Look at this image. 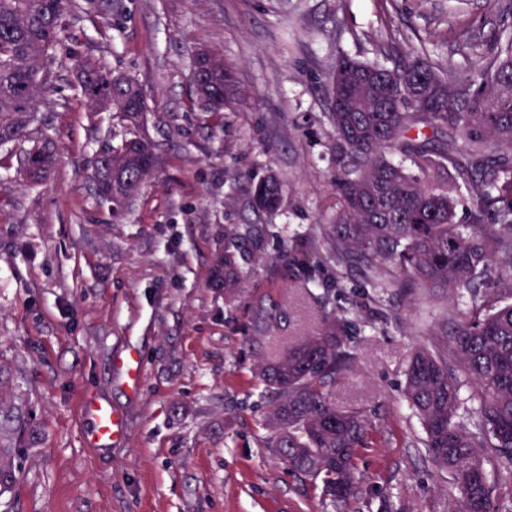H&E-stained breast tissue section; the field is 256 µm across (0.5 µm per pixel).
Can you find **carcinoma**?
<instances>
[{
  "label": "carcinoma",
  "instance_id": "1",
  "mask_svg": "<svg viewBox=\"0 0 512 512\" xmlns=\"http://www.w3.org/2000/svg\"><path fill=\"white\" fill-rule=\"evenodd\" d=\"M67 0H0V145L28 139L36 109L51 85L48 67L63 42ZM206 62L224 83L223 100L212 85L193 83L192 105L214 116L240 109L236 83L224 56ZM78 93L92 112H111L129 129L107 143L92 162L97 197L112 194L108 211L124 213L162 164L159 153L138 154L134 132L143 111L137 80L86 59L76 73ZM325 87L333 126L336 194L334 224L324 256L309 239L279 257L282 278L296 288L314 325L261 362L265 448L307 484L323 512H341L358 497L360 461L384 439L356 408L336 407V386L356 367L362 329L336 308L333 289L318 292L328 262L356 270L383 295L414 301L440 291L456 302L452 323L429 333L411 353L402 396L422 426L412 441L448 470L457 489L449 512H512V481L502 492L487 466L512 474V26L503 30L480 63L465 72L440 73L413 52L387 67L344 53ZM397 152L403 163L388 154ZM55 161L52 140L20 159L19 174L32 184ZM251 199L272 212L283 184L270 173L247 182ZM467 196L468 222L456 221L457 196ZM259 242L224 225L209 286L233 303L244 290V266L256 261ZM288 317L284 308L258 304L260 335Z\"/></svg>",
  "mask_w": 512,
  "mask_h": 512
}]
</instances>
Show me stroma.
Here are the masks:
<instances>
[{
    "instance_id": "35a3bbf8",
    "label": "stroma",
    "mask_w": 512,
    "mask_h": 512,
    "mask_svg": "<svg viewBox=\"0 0 512 512\" xmlns=\"http://www.w3.org/2000/svg\"><path fill=\"white\" fill-rule=\"evenodd\" d=\"M63 24L70 38L31 133L59 145L51 176L29 185L16 172L20 145L0 146V400L19 409L15 440L0 447V512H319L263 446L255 380L264 353L312 318L299 307L264 346L251 336L258 298H292L276 274L282 249L328 238L323 82L340 52L390 66L410 46L441 68L475 64L472 45L487 48L501 29L498 0H69ZM203 47L223 54L244 100L218 130L191 106ZM84 57L139 81L141 131L165 161L117 218L98 205L88 163L124 128L77 99ZM271 171L284 201L254 212L244 186ZM228 224L260 239L231 305L207 286ZM450 312L424 294L369 316L336 403L373 412L386 442L364 452L363 493L347 512H446L451 477L411 447L419 425L401 387L413 345ZM125 342L142 355L136 398L112 370ZM87 396L125 414L124 445L86 444Z\"/></svg>"
}]
</instances>
